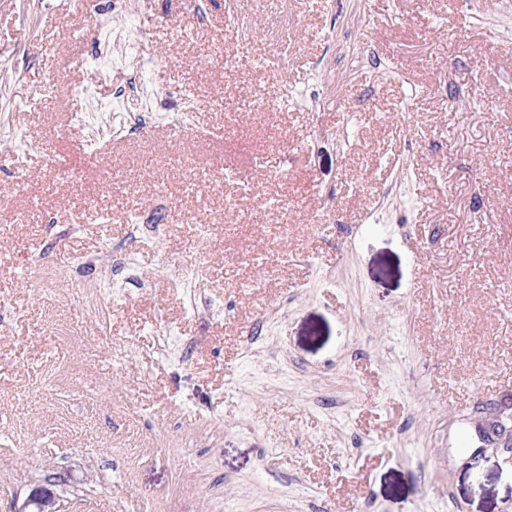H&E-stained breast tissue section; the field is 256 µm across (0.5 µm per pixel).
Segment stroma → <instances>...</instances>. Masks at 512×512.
<instances>
[{"label":"stroma","mask_w":512,"mask_h":512,"mask_svg":"<svg viewBox=\"0 0 512 512\" xmlns=\"http://www.w3.org/2000/svg\"><path fill=\"white\" fill-rule=\"evenodd\" d=\"M510 413L512 0H0V507L512 512ZM479 437L482 442L497 445L496 447H502L503 451L510 453L512 462V417L509 420H503L499 416L486 419L482 433L479 431ZM59 481L56 477H47L42 484L34 486L22 503L18 500L11 502L6 512H59V496L53 489Z\"/></svg>","instance_id":"35a3bbf8"}]
</instances>
